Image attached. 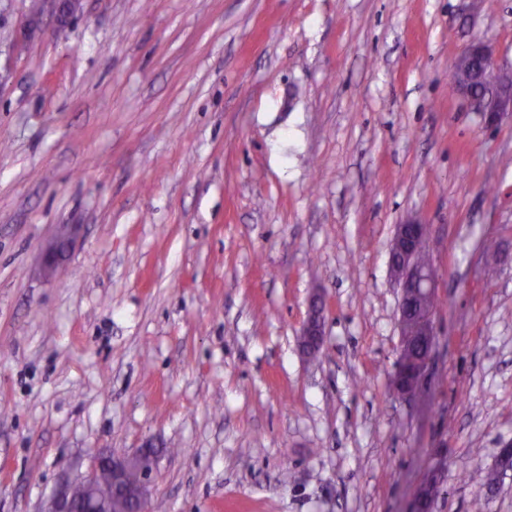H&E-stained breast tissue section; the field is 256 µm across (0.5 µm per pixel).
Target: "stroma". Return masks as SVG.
<instances>
[{
	"label": "stroma",
	"mask_w": 512,
	"mask_h": 512,
	"mask_svg": "<svg viewBox=\"0 0 512 512\" xmlns=\"http://www.w3.org/2000/svg\"><path fill=\"white\" fill-rule=\"evenodd\" d=\"M0 0V512L163 451L150 512H512V0ZM430 225L438 346L394 396L395 227ZM62 224L80 228L40 273ZM324 292L326 344L298 347ZM481 62L484 67H493L502 75L512 72V67L505 68L495 58L491 47L483 42H476L460 52L452 63L451 72L457 74L456 92L466 99L475 112H478L485 124L498 125L512 118V84L499 92L478 90L469 75L470 66ZM77 225H61L45 247L42 255V269L48 277L56 274L60 261L71 252L78 235Z\"/></svg>",
	"instance_id": "obj_1"
}]
</instances>
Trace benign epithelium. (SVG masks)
I'll return each instance as SVG.
<instances>
[{
    "label": "benign epithelium",
    "mask_w": 512,
    "mask_h": 512,
    "mask_svg": "<svg viewBox=\"0 0 512 512\" xmlns=\"http://www.w3.org/2000/svg\"><path fill=\"white\" fill-rule=\"evenodd\" d=\"M78 3L79 0H42L41 6L58 11L64 18L76 9ZM475 62L492 67L503 75L512 72V67L505 68L499 64L488 44L473 43L452 63L451 72L457 75V94L470 103L487 125L494 126L511 119L512 84L499 92L477 89L469 75L470 66ZM78 232V226L73 224L57 229L43 251L45 275L52 277L56 274L62 258L71 252ZM427 236L426 224L413 220L399 224L389 252L390 275L400 291V345L391 387L395 394L409 399L422 392L438 343L434 325L436 309L430 304V299L437 295V278L432 268L419 259ZM325 307L324 294L316 292L310 296L307 318L300 334V348L305 355L314 356L324 346ZM510 458L512 441L498 448L494 460V467L500 469V475L504 477L512 474L511 470L502 467V463ZM156 465V451L148 445L121 457L95 453L90 456L85 472L52 497L49 512H107L97 491V481L104 469L112 476L114 495L122 503L130 505L127 512H148L149 482ZM424 490L425 486L418 487L411 512H435V500L425 496Z\"/></svg>",
    "instance_id": "7a95c632"
}]
</instances>
